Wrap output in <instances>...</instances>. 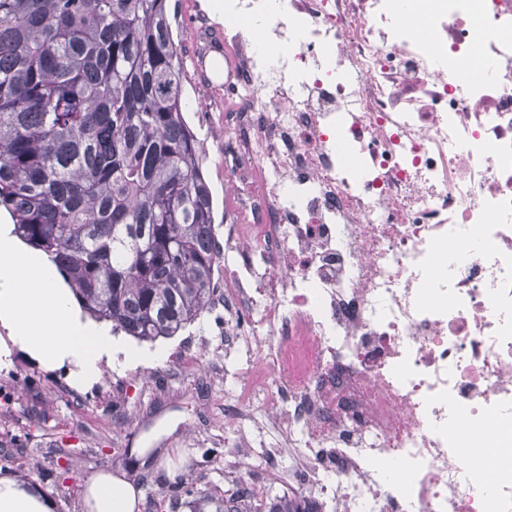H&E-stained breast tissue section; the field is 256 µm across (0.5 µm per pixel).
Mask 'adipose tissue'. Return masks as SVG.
<instances>
[{"mask_svg":"<svg viewBox=\"0 0 512 512\" xmlns=\"http://www.w3.org/2000/svg\"><path fill=\"white\" fill-rule=\"evenodd\" d=\"M0 368L23 353L47 368L67 367L72 387L95 384L105 368L159 362L167 352L131 351L109 325L86 318L48 258L22 247L8 218L0 219ZM87 512H136L141 493L123 477L101 472L85 481ZM0 512H53L29 481L0 476Z\"/></svg>","mask_w":512,"mask_h":512,"instance_id":"1","label":"adipose tissue"}]
</instances>
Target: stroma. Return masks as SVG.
<instances>
[{
    "mask_svg": "<svg viewBox=\"0 0 512 512\" xmlns=\"http://www.w3.org/2000/svg\"><path fill=\"white\" fill-rule=\"evenodd\" d=\"M201 0H167L173 38L185 72L186 119L202 147L216 224L234 208L224 195V93L201 94L192 51L201 22ZM164 361L105 370L92 387L78 390L64 367L47 368L23 354L0 371V475L37 484L53 512H85L84 481L99 471L124 475L142 492L139 512H214L205 498L236 484L261 485L267 498L288 486L262 473L225 467L224 379L238 362L224 356V309L210 306L177 336L158 339ZM135 448L160 454L144 466ZM182 476L203 494L197 505L173 500L164 483Z\"/></svg>",
    "mask_w": 512,
    "mask_h": 512,
    "instance_id": "35a3bbf8",
    "label": "stroma"
}]
</instances>
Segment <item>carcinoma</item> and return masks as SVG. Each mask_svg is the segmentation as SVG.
Masks as SVG:
<instances>
[{
  "instance_id": "obj_1",
  "label": "carcinoma",
  "mask_w": 512,
  "mask_h": 512,
  "mask_svg": "<svg viewBox=\"0 0 512 512\" xmlns=\"http://www.w3.org/2000/svg\"><path fill=\"white\" fill-rule=\"evenodd\" d=\"M166 2L0 0V207L84 313L149 342L209 309L220 258Z\"/></svg>"
}]
</instances>
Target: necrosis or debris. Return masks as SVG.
<instances>
[{"mask_svg": "<svg viewBox=\"0 0 512 512\" xmlns=\"http://www.w3.org/2000/svg\"><path fill=\"white\" fill-rule=\"evenodd\" d=\"M223 48L229 463L512 512V0H241Z\"/></svg>", "mask_w": 512, "mask_h": 512, "instance_id": "necrosis-or-debris-1", "label": "necrosis or debris"}]
</instances>
